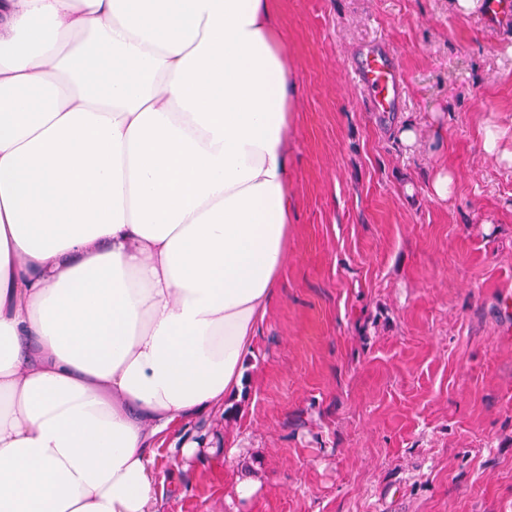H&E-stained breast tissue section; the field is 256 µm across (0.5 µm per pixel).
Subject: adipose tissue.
I'll return each instance as SVG.
<instances>
[{
	"mask_svg": "<svg viewBox=\"0 0 512 512\" xmlns=\"http://www.w3.org/2000/svg\"><path fill=\"white\" fill-rule=\"evenodd\" d=\"M268 0H0V512H158L284 266Z\"/></svg>",
	"mask_w": 512,
	"mask_h": 512,
	"instance_id": "ef3b65f1",
	"label": "adipose tissue"
}]
</instances>
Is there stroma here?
Masks as SVG:
<instances>
[{
  "mask_svg": "<svg viewBox=\"0 0 512 512\" xmlns=\"http://www.w3.org/2000/svg\"><path fill=\"white\" fill-rule=\"evenodd\" d=\"M453 3L270 0L297 92L287 259L239 399L177 431L223 462L157 443L160 512H512V37ZM378 38L417 147L341 65Z\"/></svg>",
  "mask_w": 512,
  "mask_h": 512,
  "instance_id": "obj_1",
  "label": "stroma"
}]
</instances>
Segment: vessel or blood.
Returning a JSON list of instances; mask_svg holds the SVG:
<instances>
[{"mask_svg":"<svg viewBox=\"0 0 512 512\" xmlns=\"http://www.w3.org/2000/svg\"><path fill=\"white\" fill-rule=\"evenodd\" d=\"M343 65L364 94L368 111L390 117L403 100L404 75L395 53L379 40L357 49Z\"/></svg>","mask_w":512,"mask_h":512,"instance_id":"1","label":"vessel or blood"}]
</instances>
